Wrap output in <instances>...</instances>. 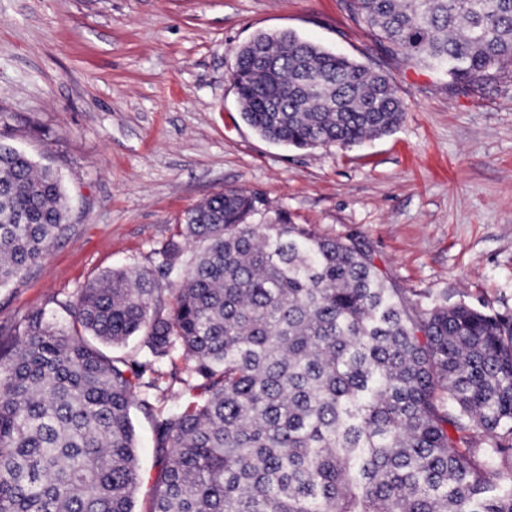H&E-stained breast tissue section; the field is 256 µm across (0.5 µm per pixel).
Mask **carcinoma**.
<instances>
[{
  "mask_svg": "<svg viewBox=\"0 0 512 512\" xmlns=\"http://www.w3.org/2000/svg\"><path fill=\"white\" fill-rule=\"evenodd\" d=\"M370 34L457 83L512 66V0H350ZM242 119L295 149L392 132L386 75L286 31L236 57ZM226 189L190 209L165 272L112 268L0 343V512H134L130 409L160 360L191 397L155 416L151 512H512V318L465 303L414 313L353 239ZM58 177L0 145V287L71 230ZM137 337L144 360L101 346Z\"/></svg>",
  "mask_w": 512,
  "mask_h": 512,
  "instance_id": "cac0c4a2",
  "label": "carcinoma"
}]
</instances>
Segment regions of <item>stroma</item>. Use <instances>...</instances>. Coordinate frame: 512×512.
<instances>
[{"label": "stroma", "instance_id": "1", "mask_svg": "<svg viewBox=\"0 0 512 512\" xmlns=\"http://www.w3.org/2000/svg\"><path fill=\"white\" fill-rule=\"evenodd\" d=\"M347 0H0V143L54 169L71 232L0 288V340L27 314L69 321L112 268L158 269L192 207L225 189L354 238L417 311L449 301L512 317V71L473 84L386 50ZM289 30L391 77L397 129L345 149L272 143L242 119L237 49ZM149 512L162 465L133 405Z\"/></svg>", "mask_w": 512, "mask_h": 512}]
</instances>
